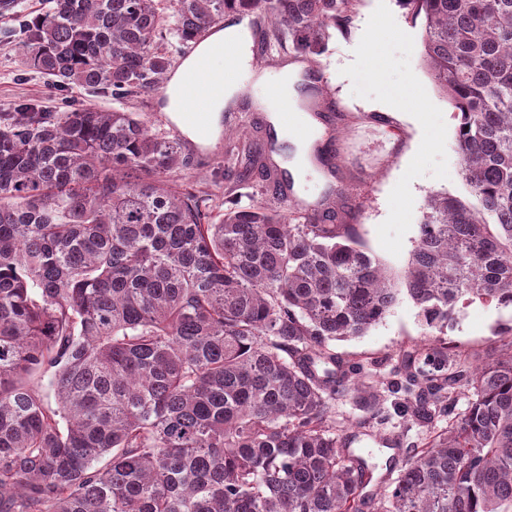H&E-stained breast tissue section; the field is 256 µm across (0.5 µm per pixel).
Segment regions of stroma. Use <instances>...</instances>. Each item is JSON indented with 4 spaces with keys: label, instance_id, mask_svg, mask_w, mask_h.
I'll return each instance as SVG.
<instances>
[{
    "label": "stroma",
    "instance_id": "obj_1",
    "mask_svg": "<svg viewBox=\"0 0 512 512\" xmlns=\"http://www.w3.org/2000/svg\"><path fill=\"white\" fill-rule=\"evenodd\" d=\"M348 24L329 30L325 49L297 56L290 40L273 46L258 24L251 48L253 72L275 77L290 61L302 59L312 78L301 89L300 107L317 138L308 167L285 187L283 206L316 214L324 198L354 225L365 249L392 272L406 264L416 244L426 200L437 191L461 192V155L456 140L458 119L435 86L423 62V19L407 0H353ZM77 99L104 110H128L152 130L183 139L199 157L195 170L174 171L171 180L206 192L220 210L249 207L271 200V186L260 179L226 194V181L216 169L235 173L232 147L246 141L269 145L275 130L260 86L246 80L243 91L227 107L208 143L190 140L182 123L161 110L160 95L118 100L108 93L59 87L43 74L23 69L16 43L0 45V110L20 100L52 109ZM439 340L448 352L482 362L512 348V309L481 302L458 304L448 327L429 333L410 301H403L364 336L330 342L341 358L363 365L376 380L395 379L403 349ZM390 419L375 435L361 436L353 448L372 462L373 481L387 477L393 442L420 445L430 429H443L447 417L424 426L409 420L401 396L386 395Z\"/></svg>",
    "mask_w": 512,
    "mask_h": 512
}]
</instances>
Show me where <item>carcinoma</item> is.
<instances>
[{"label": "carcinoma", "instance_id": "obj_1", "mask_svg": "<svg viewBox=\"0 0 512 512\" xmlns=\"http://www.w3.org/2000/svg\"><path fill=\"white\" fill-rule=\"evenodd\" d=\"M0 0L22 64L117 99L169 80L173 37L226 12L324 50L352 0ZM460 122L464 192L432 193L399 278L354 225L264 202L205 211L170 181L198 161L137 113L0 112V512H512V351L401 356L406 413L466 409L366 491L381 384L328 348L403 299L441 329L459 302L512 308V0H409ZM50 377L54 400L31 385ZM368 414L336 419V402Z\"/></svg>", "mask_w": 512, "mask_h": 512}]
</instances>
